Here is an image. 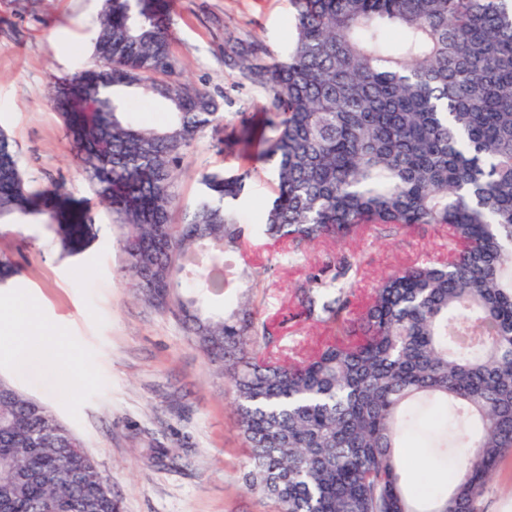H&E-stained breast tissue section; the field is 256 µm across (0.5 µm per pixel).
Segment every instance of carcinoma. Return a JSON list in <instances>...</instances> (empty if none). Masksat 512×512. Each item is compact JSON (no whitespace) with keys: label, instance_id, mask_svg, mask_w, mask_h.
Returning a JSON list of instances; mask_svg holds the SVG:
<instances>
[{"label":"carcinoma","instance_id":"carcinoma-1","mask_svg":"<svg viewBox=\"0 0 512 512\" xmlns=\"http://www.w3.org/2000/svg\"><path fill=\"white\" fill-rule=\"evenodd\" d=\"M281 60L228 42L224 63L267 88L259 139L276 188L261 231L301 245L376 225L444 227L448 257L378 281L356 320L342 261L294 288L309 320L338 336L296 361L247 304L219 308L242 252L237 202L250 171L205 172L169 221L186 151L224 121L207 89L181 79L170 0H103L91 62L52 83L78 166L116 216L123 275L138 298L186 326L233 387L248 448L245 489L273 512H476L512 458V0H290ZM131 89L166 101L161 127L121 111ZM89 208L25 176L0 130V224H46L84 248ZM448 490L408 489L406 431L423 414ZM0 499L10 512H121L82 441L45 404L0 379Z\"/></svg>","mask_w":512,"mask_h":512}]
</instances>
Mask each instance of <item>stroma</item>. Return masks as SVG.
Returning <instances> with one entry per match:
<instances>
[{"label": "stroma", "instance_id": "obj_1", "mask_svg": "<svg viewBox=\"0 0 512 512\" xmlns=\"http://www.w3.org/2000/svg\"><path fill=\"white\" fill-rule=\"evenodd\" d=\"M101 0H0V128L15 140L27 175L62 183L84 201L95 222L80 254L62 250L42 224H0V257L19 274L0 285L37 308L46 326L66 340L59 359L44 356L38 341L16 349L0 343V378L48 405L81 439L122 512H267L246 491V464L230 385L208 366L184 326L146 306L121 278L124 255L111 212L99 204L75 163L76 149L48 102L54 77L79 70L90 56ZM176 54L187 78L218 99L226 119L189 148L174 186L173 219L196 197L206 170H250L240 202L245 278L227 289L234 308L248 282L259 320L281 327L284 358L305 356L334 332L304 319L292 291L313 271L350 261L357 286L350 311L359 314L368 289L392 270L436 261L451 242L445 229L395 230L374 226L356 239L326 241L282 260L280 245L255 238L254 225L275 192L263 164H252L260 145L225 147L241 118H256L268 101L265 89L242 81L224 65L226 40L261 43L280 59L293 35L289 0H174ZM162 446L175 463H151L147 449ZM408 478L442 490L446 469L426 471L432 458L418 433L406 450Z\"/></svg>", "mask_w": 512, "mask_h": 512}]
</instances>
